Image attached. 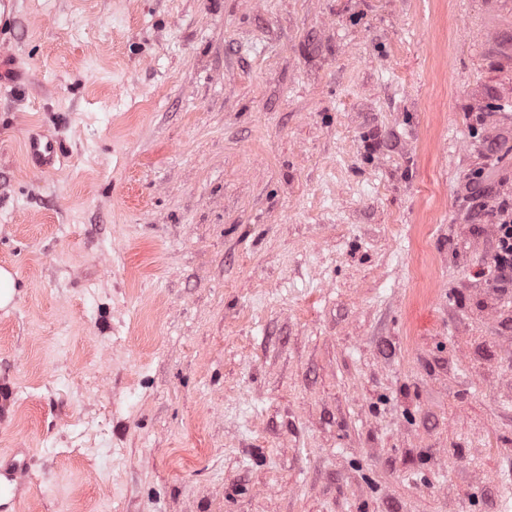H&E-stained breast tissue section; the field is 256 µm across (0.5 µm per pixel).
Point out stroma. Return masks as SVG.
Listing matches in <instances>:
<instances>
[{
  "mask_svg": "<svg viewBox=\"0 0 512 512\" xmlns=\"http://www.w3.org/2000/svg\"><path fill=\"white\" fill-rule=\"evenodd\" d=\"M509 195L512 0H0L6 512H512ZM27 154L34 169L48 171L54 168L61 156V147L50 135L32 136L27 142ZM499 222L494 224L495 251L494 268L497 273L496 287L512 285V205L509 200L499 203Z\"/></svg>",
  "mask_w": 512,
  "mask_h": 512,
  "instance_id": "35a3bbf8",
  "label": "stroma"
}]
</instances>
